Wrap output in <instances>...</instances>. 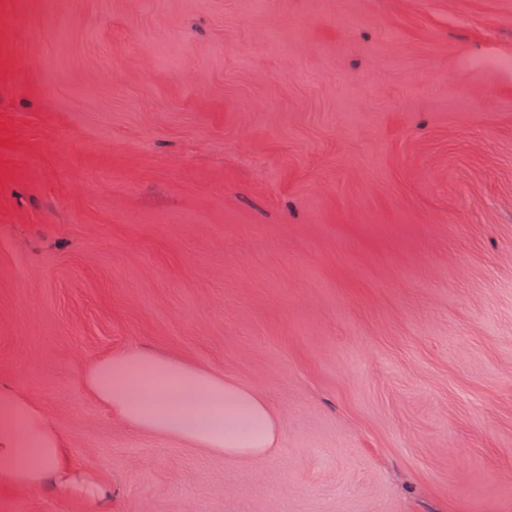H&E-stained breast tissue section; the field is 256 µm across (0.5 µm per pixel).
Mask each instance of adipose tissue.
<instances>
[{
  "mask_svg": "<svg viewBox=\"0 0 512 512\" xmlns=\"http://www.w3.org/2000/svg\"><path fill=\"white\" fill-rule=\"evenodd\" d=\"M82 383L130 426L227 457H265L278 438L275 414L254 391L178 357L111 351L87 366ZM41 485L83 500L88 512L105 501L96 472L72 465L65 438L42 410L0 383V489Z\"/></svg>",
  "mask_w": 512,
  "mask_h": 512,
  "instance_id": "obj_1",
  "label": "adipose tissue"
}]
</instances>
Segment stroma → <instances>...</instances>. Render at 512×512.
I'll use <instances>...</instances> for the list:
<instances>
[{
  "instance_id": "obj_1",
  "label": "stroma",
  "mask_w": 512,
  "mask_h": 512,
  "mask_svg": "<svg viewBox=\"0 0 512 512\" xmlns=\"http://www.w3.org/2000/svg\"><path fill=\"white\" fill-rule=\"evenodd\" d=\"M126 348L274 451L110 416ZM0 382L104 512H512V0H0ZM82 383L130 426L227 457H265L278 438L277 417L254 391L178 357L110 351L87 366Z\"/></svg>"
}]
</instances>
